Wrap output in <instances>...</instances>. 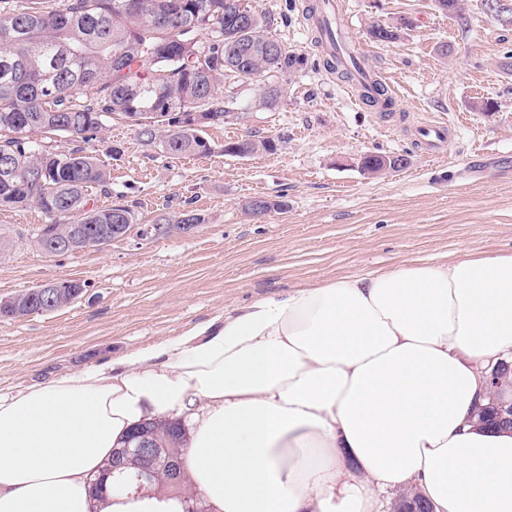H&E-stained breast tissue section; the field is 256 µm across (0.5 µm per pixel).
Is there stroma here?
Returning <instances> with one entry per match:
<instances>
[{
    "label": "stroma",
    "mask_w": 512,
    "mask_h": 512,
    "mask_svg": "<svg viewBox=\"0 0 512 512\" xmlns=\"http://www.w3.org/2000/svg\"><path fill=\"white\" fill-rule=\"evenodd\" d=\"M309 0H246L266 31L306 59L276 109L255 107L256 80L229 78L237 120L207 128L214 152L171 157L112 121L88 149L111 173L98 206L131 207L141 222L186 208L206 224L190 237H130L100 250L45 255L33 235L45 217L0 210V301L48 281L85 282L83 294L53 312L0 318V389L24 388L105 359L175 339L266 297L340 276L466 253H512V25L483 0H462L456 15L435 0H337L366 67L394 96L390 111L369 105L325 69L302 15ZM414 22L403 38L377 43L376 22ZM453 53L441 57L439 46ZM497 102L481 112V100ZM443 119L450 141L429 153L415 124ZM250 134L278 140L275 153L224 155L225 142ZM404 155L407 166L364 175L360 156ZM280 195L286 210L256 221L251 197Z\"/></svg>",
    "instance_id": "stroma-1"
}]
</instances>
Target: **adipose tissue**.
I'll use <instances>...</instances> for the list:
<instances>
[{
  "mask_svg": "<svg viewBox=\"0 0 512 512\" xmlns=\"http://www.w3.org/2000/svg\"><path fill=\"white\" fill-rule=\"evenodd\" d=\"M512 356V254L331 279L174 340L0 392V512H186L185 495L91 492L136 424L190 414L208 512H512V430L477 425Z\"/></svg>",
  "mask_w": 512,
  "mask_h": 512,
  "instance_id": "ef3b65f1",
  "label": "adipose tissue"
}]
</instances>
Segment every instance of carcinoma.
I'll return each instance as SVG.
<instances>
[{
	"label": "carcinoma",
	"instance_id": "carcinoma-1",
	"mask_svg": "<svg viewBox=\"0 0 512 512\" xmlns=\"http://www.w3.org/2000/svg\"><path fill=\"white\" fill-rule=\"evenodd\" d=\"M242 0H67L62 9L45 0H0V209L37 208L45 216L34 236L43 241L70 224H138L129 207L89 205L88 189L108 187L105 165L82 147L67 153L44 148L37 136L64 135L78 143L97 138L114 119H133L144 145L171 157L208 156L210 142L185 115L210 114L225 123L237 110L234 94L221 89L228 75L265 78L257 105L275 108L288 75L303 57L264 31V19ZM412 24L377 22L369 36L379 43L397 39L395 30ZM272 138L250 135L224 144V155L272 154ZM392 157L366 155L361 168L380 171ZM195 209L155 224H182ZM501 403L479 408L478 420L499 423ZM164 451L182 447L185 428L160 419L148 425ZM160 491L178 488L193 496L185 473H163L152 481Z\"/></svg>",
	"mask_w": 512,
	"mask_h": 512
}]
</instances>
